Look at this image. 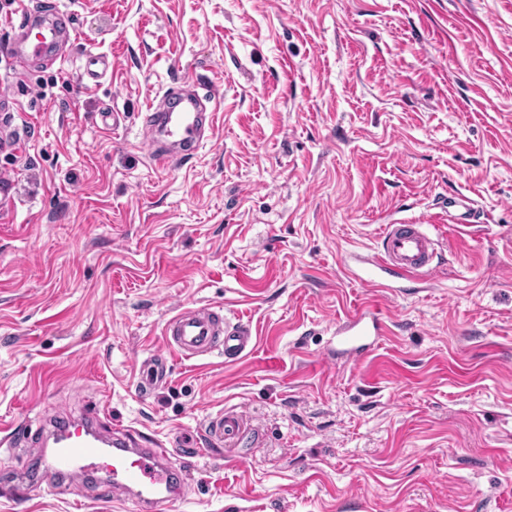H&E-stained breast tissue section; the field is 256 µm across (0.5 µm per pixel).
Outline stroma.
<instances>
[{
	"instance_id": "obj_1",
	"label": "stroma",
	"mask_w": 512,
	"mask_h": 512,
	"mask_svg": "<svg viewBox=\"0 0 512 512\" xmlns=\"http://www.w3.org/2000/svg\"><path fill=\"white\" fill-rule=\"evenodd\" d=\"M59 3L64 60L0 55V431L95 411L190 442L232 410L239 439L166 512H512V0ZM184 80L216 125L160 169L137 115ZM456 192L482 214L466 236L439 206ZM420 214L446 246L433 286L380 297L378 346L328 360L372 296L341 255ZM208 304L253 353L172 359L140 397L164 323ZM34 452L0 445V512H136L78 479L15 496ZM170 377L168 358L157 354L147 358L139 369V377L135 384V391L142 397L153 394L158 388L166 385Z\"/></svg>"
}]
</instances>
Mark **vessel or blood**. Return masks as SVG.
Returning <instances> with one entry per match:
<instances>
[{
  "instance_id": "vessel-or-blood-1",
  "label": "vessel or blood",
  "mask_w": 512,
  "mask_h": 512,
  "mask_svg": "<svg viewBox=\"0 0 512 512\" xmlns=\"http://www.w3.org/2000/svg\"><path fill=\"white\" fill-rule=\"evenodd\" d=\"M10 39L0 44L19 71L37 62H56L74 44L77 30L71 12L60 9L55 0L30 4L23 0L11 19ZM211 97L196 85L167 88L147 105L138 118L144 145L151 161L171 168L191 159L211 137L215 112ZM447 207L457 214L460 227L470 229L479 217L470 198L449 196ZM442 241L431 235L420 220L385 225L378 237L375 255L362 258L346 254L344 272L375 291L388 293L404 280L430 283L442 255ZM387 325L379 308L367 304L336 324L338 352L355 360L372 351L385 336ZM165 354L147 358L139 369L135 390L147 397L167 384L169 359H193L214 353L235 361L252 353L256 339L248 322L229 319L210 307H186L163 327ZM53 454L42 472L48 483L74 474L95 473L103 482L99 488L106 499L133 500L139 512H162L184 497L185 473L193 469L200 446L220 452L225 440L238 438L241 420L237 413L224 412L210 420L202 444L164 442L140 436L129 429L114 430L105 439L96 433L89 418L78 420L50 417Z\"/></svg>"
}]
</instances>
